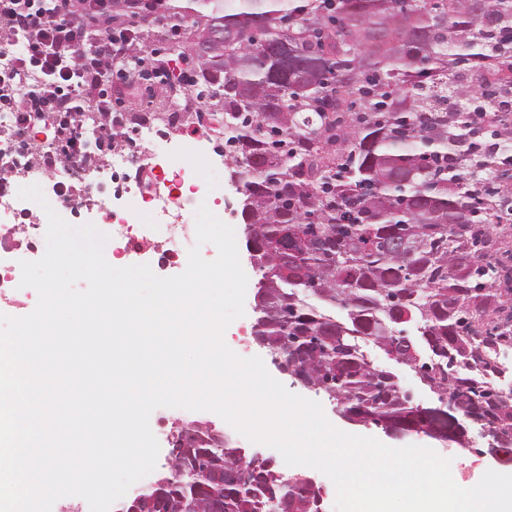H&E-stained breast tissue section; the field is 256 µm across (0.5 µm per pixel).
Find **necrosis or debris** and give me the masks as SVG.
Returning <instances> with one entry per match:
<instances>
[{
  "label": "necrosis or debris",
  "instance_id": "1",
  "mask_svg": "<svg viewBox=\"0 0 512 512\" xmlns=\"http://www.w3.org/2000/svg\"><path fill=\"white\" fill-rule=\"evenodd\" d=\"M14 121L13 113L0 114V155L12 162L8 175L15 185L23 187L37 180L40 174L34 158L42 147L32 142L19 145L17 137L10 134ZM112 125L120 130H134L139 140L137 149L116 147L103 163L96 155H87L84 166L89 178L82 192L74 193L73 198L82 207L105 212L112 200L134 197L143 220L161 225L163 232L153 239L137 238L130 235L125 225H116L104 246L105 258L147 250L164 255L172 263L187 258L186 238L196 209L201 203L214 202L221 193L220 187L198 179L196 173L202 166L218 170L221 150L207 153L195 140H182L179 152L191 160L184 167L175 163L167 152L176 130L188 131L197 125L194 108L184 92L171 97L168 107L148 114L113 113Z\"/></svg>",
  "mask_w": 512,
  "mask_h": 512
}]
</instances>
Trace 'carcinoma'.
<instances>
[{
	"label": "carcinoma",
	"instance_id": "1",
	"mask_svg": "<svg viewBox=\"0 0 512 512\" xmlns=\"http://www.w3.org/2000/svg\"><path fill=\"white\" fill-rule=\"evenodd\" d=\"M163 0V34L179 24L195 49L166 39L191 85L224 115V149L241 189L261 276L281 258L266 245L285 230L312 244L288 256L256 334L270 354L356 417L396 427L415 406L394 376L373 367L358 340L384 350L414 323L430 361L408 356L438 396L430 423L453 429L446 407L512 441V404L463 369L512 345V330L479 317L509 310L512 279L489 236L512 197V130L485 151L474 143L512 104V0H195L191 14ZM346 311L348 322L306 301ZM189 448L159 479L166 512H313L317 490L273 466L242 461L225 439L187 422ZM245 463L242 482L198 481L205 463Z\"/></svg>",
	"mask_w": 512,
	"mask_h": 512
}]
</instances>
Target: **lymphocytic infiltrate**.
Segmentation results:
<instances>
[{
	"instance_id": "1",
	"label": "lymphocytic infiltrate",
	"mask_w": 512,
	"mask_h": 512,
	"mask_svg": "<svg viewBox=\"0 0 512 512\" xmlns=\"http://www.w3.org/2000/svg\"><path fill=\"white\" fill-rule=\"evenodd\" d=\"M112 0H0V24L7 33L0 57H14L38 80L22 95L13 74L0 71V110L14 113L25 132L35 116H56V137L42 155L47 168L82 162L85 143L78 123L89 110L112 109V79L136 80L139 65L130 54L129 28L100 29Z\"/></svg>"
}]
</instances>
